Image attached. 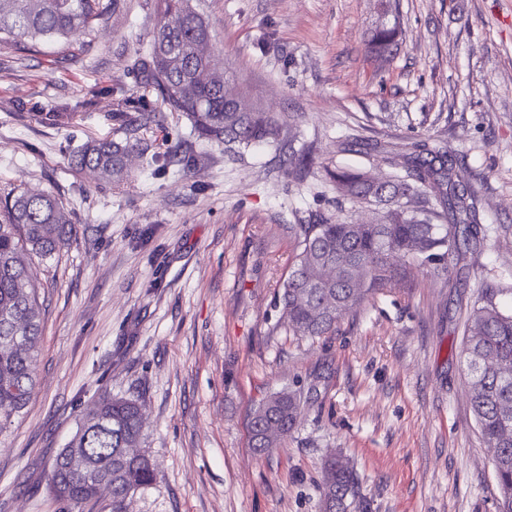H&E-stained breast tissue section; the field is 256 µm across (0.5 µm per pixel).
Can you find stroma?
I'll return each instance as SVG.
<instances>
[{
	"label": "stroma",
	"instance_id": "stroma-1",
	"mask_svg": "<svg viewBox=\"0 0 512 512\" xmlns=\"http://www.w3.org/2000/svg\"><path fill=\"white\" fill-rule=\"evenodd\" d=\"M229 86L277 116L281 149L228 157L196 140L133 62L156 0H117L95 33L26 56L0 47V196H54L79 229L30 279L46 306L35 393L0 436V512H54L46 476L98 388L138 400L157 464L130 512H319L338 453L370 512H496L492 456L470 404L462 318L492 282L512 306V0H198ZM398 24L387 63L369 32ZM156 115L124 183L69 167L83 140L121 138L114 103ZM68 110L79 127L51 124ZM368 140L385 152L365 153ZM452 159L487 244L450 279H406L335 333L289 335L279 300L292 224L372 222L326 168L403 170L411 144ZM310 147L313 174L292 151ZM316 384L299 422L259 454L248 418L272 391Z\"/></svg>",
	"mask_w": 512,
	"mask_h": 512
}]
</instances>
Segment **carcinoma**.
I'll use <instances>...</instances> for the list:
<instances>
[{"mask_svg":"<svg viewBox=\"0 0 512 512\" xmlns=\"http://www.w3.org/2000/svg\"><path fill=\"white\" fill-rule=\"evenodd\" d=\"M115 0H0V45L20 52L39 42H61L89 35L111 12ZM159 23L142 68L160 89L162 101L181 112L193 136L243 153L254 146L278 145L281 129L270 112L225 109L224 74L205 19L192 0H157ZM396 30L379 28L370 39L377 55L390 52ZM142 139H90L70 158L71 167L90 169L122 182L129 156ZM300 176L313 168L311 151L291 156ZM339 196L354 203L384 206L377 224L350 218L332 220L317 214L309 224L288 225L296 242L294 263L281 300L288 333L314 340L336 331L343 316L365 296L399 279L406 265H439L445 255L479 241L476 214L464 198L448 196V223L427 205L429 187L446 186L453 164L445 153L415 144L405 173L375 183L359 171H327ZM415 198L417 211L405 200ZM78 236L58 201L43 193L19 190L0 200V434L23 413L34 391L32 368L43 334L45 308L40 290L28 278V260L56 256ZM498 288H484L464 321L462 355L471 391V407L481 438L497 449L492 459L499 489L497 512H512V377L500 366H512V310L496 303ZM308 390L285 387L271 393L249 419L251 447L265 453L294 428L310 400ZM144 423L137 400L99 389L80 426L56 455L47 485L59 512H85L99 502L101 487L112 491L110 512H129L137 491L152 484L155 464L145 454L129 455L127 445L140 442ZM80 454L83 467L71 466ZM321 512H368L357 492L352 467L335 458L324 465Z\"/></svg>","mask_w":512,"mask_h":512,"instance_id":"carcinoma-1","label":"carcinoma"}]
</instances>
